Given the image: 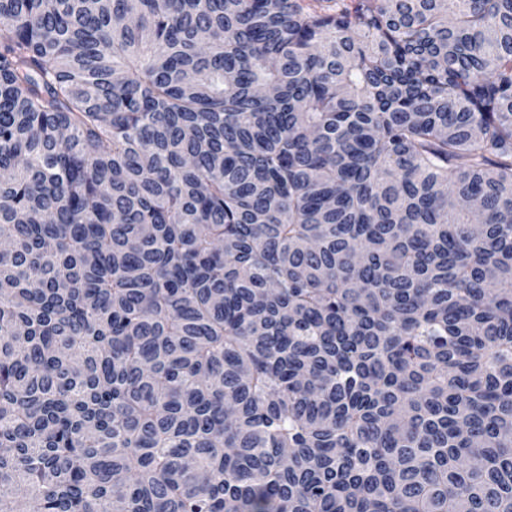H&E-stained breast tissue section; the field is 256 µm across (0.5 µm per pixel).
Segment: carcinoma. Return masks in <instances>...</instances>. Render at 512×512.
I'll return each instance as SVG.
<instances>
[{
  "mask_svg": "<svg viewBox=\"0 0 512 512\" xmlns=\"http://www.w3.org/2000/svg\"><path fill=\"white\" fill-rule=\"evenodd\" d=\"M0 512H512V0H0Z\"/></svg>",
  "mask_w": 512,
  "mask_h": 512,
  "instance_id": "carcinoma-1",
  "label": "carcinoma"
}]
</instances>
